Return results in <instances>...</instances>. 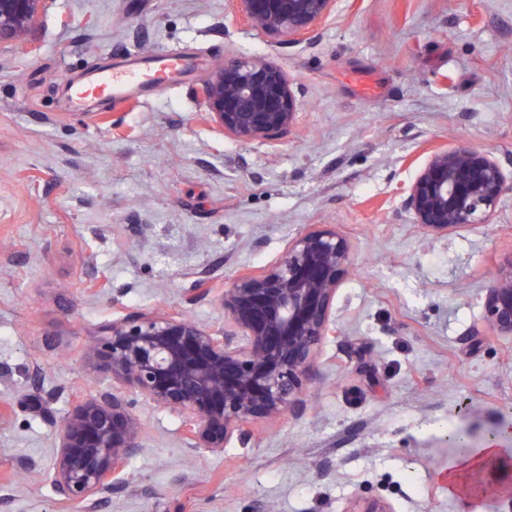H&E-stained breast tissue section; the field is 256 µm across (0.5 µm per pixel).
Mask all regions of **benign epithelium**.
I'll return each mask as SVG.
<instances>
[{
	"mask_svg": "<svg viewBox=\"0 0 512 512\" xmlns=\"http://www.w3.org/2000/svg\"><path fill=\"white\" fill-rule=\"evenodd\" d=\"M53 0H0V45H23ZM236 17L261 33L306 40L333 13L336 0H230ZM208 121L242 143L272 141L298 122L288 75L262 59L227 60L204 79ZM512 173L486 150H434L403 189L414 223L441 233L486 224ZM353 265L349 241L323 224L298 232L281 259L242 273L219 295L224 331L184 314L135 312L101 326L89 355L112 390L74 403L55 424L51 481L60 500L99 512L127 489L124 463L142 452L137 399L185 418L191 448L224 449L250 425L303 407L319 376L323 343L336 335L334 303ZM488 327L512 339V255L492 277L484 302Z\"/></svg>",
	"mask_w": 512,
	"mask_h": 512,
	"instance_id": "7a95c632",
	"label": "benign epithelium"
}]
</instances>
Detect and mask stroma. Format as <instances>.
Here are the masks:
<instances>
[{
  "instance_id": "1",
  "label": "stroma",
  "mask_w": 512,
  "mask_h": 512,
  "mask_svg": "<svg viewBox=\"0 0 512 512\" xmlns=\"http://www.w3.org/2000/svg\"><path fill=\"white\" fill-rule=\"evenodd\" d=\"M31 53L0 48V512H81L54 492L56 414L111 389L87 347L136 311L214 331L224 311L188 302L270 268L301 229L331 224L355 268L336 293L340 334L306 408L248 443L188 449L182 419L142 402L143 450L103 512H512L479 494L512 467L461 474L447 429L512 448V340L479 335L484 297L512 253V193L489 223L432 235L402 208L429 153L461 145L512 166V0H337L312 41L233 19L228 0H56ZM186 59L153 99L83 96L161 53ZM227 58L282 68L299 122L244 144L210 128L197 90ZM96 120H88V113ZM35 461V474L18 466Z\"/></svg>"
}]
</instances>
